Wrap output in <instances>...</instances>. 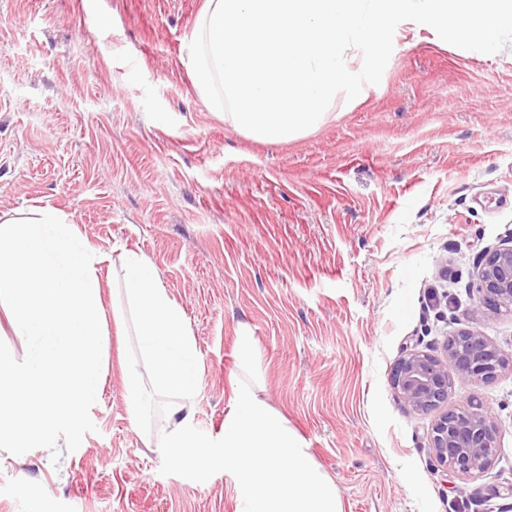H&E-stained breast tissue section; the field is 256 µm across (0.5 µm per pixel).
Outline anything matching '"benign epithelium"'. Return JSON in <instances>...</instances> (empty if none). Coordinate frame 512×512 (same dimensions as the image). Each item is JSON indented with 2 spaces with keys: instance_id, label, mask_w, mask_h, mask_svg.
Returning a JSON list of instances; mask_svg holds the SVG:
<instances>
[{
  "instance_id": "obj_1",
  "label": "benign epithelium",
  "mask_w": 512,
  "mask_h": 512,
  "mask_svg": "<svg viewBox=\"0 0 512 512\" xmlns=\"http://www.w3.org/2000/svg\"><path fill=\"white\" fill-rule=\"evenodd\" d=\"M474 315L484 310L512 309V244L484 249L476 259ZM441 361L416 349L405 352L392 367L389 384L416 412L444 408L431 428L429 448L438 466L465 476L484 474L498 449V426L483 402L473 397L467 406H448V369L475 383L495 378L512 364L479 332L462 331L446 342Z\"/></svg>"
}]
</instances>
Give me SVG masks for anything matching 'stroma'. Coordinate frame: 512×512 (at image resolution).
I'll return each mask as SVG.
<instances>
[{"mask_svg": "<svg viewBox=\"0 0 512 512\" xmlns=\"http://www.w3.org/2000/svg\"><path fill=\"white\" fill-rule=\"evenodd\" d=\"M204 0H0V212L50 205L112 259L159 270L202 361L192 424L218 437L238 373L235 336L259 346L261 396L306 441L344 512H512V368L479 396L500 426L483 476L434 466L438 411L388 377L408 348L443 358L478 330L512 353V313L473 320L474 261L512 237V43L463 51L404 30L376 85L337 95L328 121L285 144L213 114L186 65ZM127 339L79 448L0 450V512H236L231 477L160 472L159 436L132 420Z\"/></svg>", "mask_w": 512, "mask_h": 512, "instance_id": "35a3bbf8", "label": "stroma"}]
</instances>
